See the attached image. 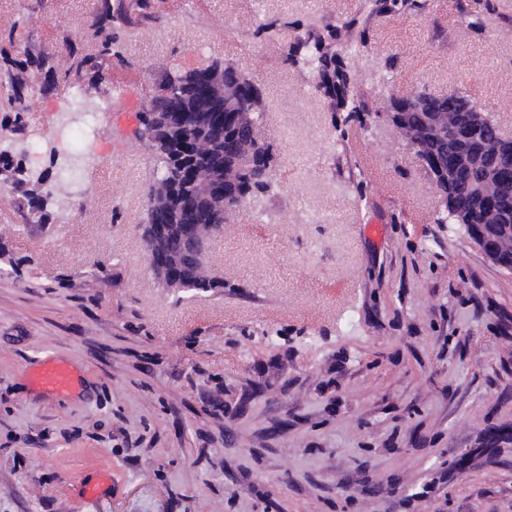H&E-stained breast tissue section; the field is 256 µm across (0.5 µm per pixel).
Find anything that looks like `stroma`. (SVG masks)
Returning a JSON list of instances; mask_svg holds the SVG:
<instances>
[{"instance_id":"35a3bbf8","label":"stroma","mask_w":512,"mask_h":512,"mask_svg":"<svg viewBox=\"0 0 512 512\" xmlns=\"http://www.w3.org/2000/svg\"><path fill=\"white\" fill-rule=\"evenodd\" d=\"M362 0H159L108 82L153 95L171 67L245 64L265 93L260 141L282 190L212 237L220 293L175 302L148 273L140 225L153 180L135 113L100 118L111 162L55 139L32 100L34 173L54 151L56 218L0 186V512H512V273L456 224L395 133L389 95L465 92L512 138V0L485 31L454 0L375 17L356 62L371 113L336 143L314 78L263 44L262 15L335 22ZM97 0H0V35L70 67ZM151 75H142L139 63ZM384 228L381 238L365 231ZM75 386L34 387V360ZM99 496L85 501L80 484Z\"/></svg>"}]
</instances>
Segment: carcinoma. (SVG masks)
<instances>
[{
	"instance_id": "carcinoma-1",
	"label": "carcinoma",
	"mask_w": 512,
	"mask_h": 512,
	"mask_svg": "<svg viewBox=\"0 0 512 512\" xmlns=\"http://www.w3.org/2000/svg\"><path fill=\"white\" fill-rule=\"evenodd\" d=\"M370 15H418L425 7L421 0H366ZM159 19L158 0H98L94 37L98 44V69L113 58L123 60V40L131 38L134 28ZM294 31L286 46L284 62L313 73L317 87L328 99L330 111L341 112L335 123L337 140L348 137L353 122L363 121L370 110L363 95H355L351 84L356 71L348 68L346 59H353L371 44L370 30L364 17L354 15L340 23L316 25L302 20L264 19L256 23L252 35L261 43L280 38L287 29ZM4 70L0 80L8 85L10 109L0 118V126L8 127V136H0V183L17 192L20 208L43 221L49 212V195L28 188L22 159L15 152V143L27 133L26 112L34 87L22 81L25 72L38 68L43 83L53 85L67 77L53 62L36 58L28 51L3 52ZM225 71L236 76L238 93L230 105L211 102L205 111L198 109L205 87V74ZM154 108L161 110L166 131L158 132L155 114L140 115L136 136L152 150L154 170L168 181L180 205L168 212L145 211L147 224H224L223 217L200 202L201 189L194 171L222 165L235 171L224 182V200L232 210L253 203L277 188L272 179L270 147L258 142L256 127L263 119L261 88L246 69L228 61L213 60L193 70L167 73L152 97ZM390 112L403 116L409 132L422 146L421 160L436 179L444 202L440 223L458 224L465 232L477 229L489 236L512 231V151L505 147L512 139L504 137L494 120L481 122L471 134L475 113L465 107L448 111V97L435 96L425 90L407 96H390ZM498 150V165L507 177L496 184L493 206L483 207L479 200V183L487 162L486 148ZM465 154L471 164L448 173V160ZM180 274L185 290L177 301L189 299L200 292L224 288V281L204 279L192 266L182 267Z\"/></svg>"
}]
</instances>
